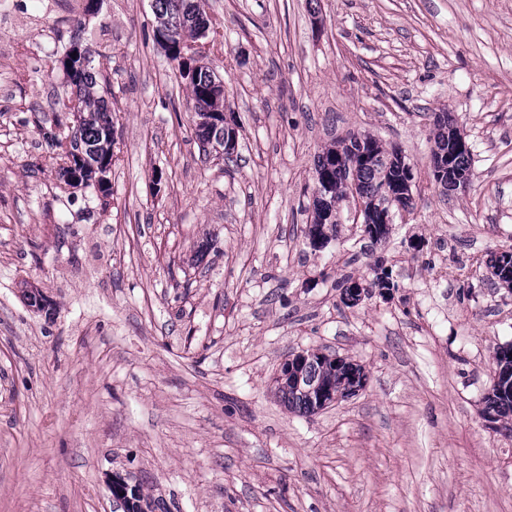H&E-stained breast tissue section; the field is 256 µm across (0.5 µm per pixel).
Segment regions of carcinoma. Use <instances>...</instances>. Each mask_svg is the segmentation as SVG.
<instances>
[{"instance_id":"obj_1","label":"carcinoma","mask_w":512,"mask_h":512,"mask_svg":"<svg viewBox=\"0 0 512 512\" xmlns=\"http://www.w3.org/2000/svg\"><path fill=\"white\" fill-rule=\"evenodd\" d=\"M155 15L158 26L179 23L183 32L193 36L197 26L192 15L203 9V0H155ZM70 85L76 87L71 109L72 126L68 142L57 140L62 148L59 175L70 187L96 186L106 194L112 169V117L105 100L92 96L90 89L95 86L93 73L85 63L84 51L76 44L71 45L60 60ZM211 72L204 68L189 82L194 109L205 106L214 108L216 100L210 98ZM433 150L450 155L454 172L471 177L470 147L458 141L457 129L451 117L445 123L436 125ZM409 165L395 150L389 152L379 140L370 136L351 137L336 141L319 153L314 163V181L322 187L321 199L313 203V223L308 225L307 238L312 245L323 243L336 232L338 224L337 204L351 196L359 201L365 232L378 242L386 238L389 227L379 223L381 211L389 203L388 193L395 195L398 205L409 208L411 185L408 184ZM496 282L512 289V267L502 262V257L493 255L486 262ZM395 287L389 273L377 266L375 278L367 287H359L353 293L352 279L347 278L339 285L341 302L354 306L361 296L369 295L372 289L389 291ZM496 379L484 397V417L491 422L512 418V345L499 347L494 353ZM301 372V383L288 382L287 378H274V389L280 401L293 412L312 414L323 406L318 391L340 392L351 395V375L343 367L329 361L323 353H307V359L296 366ZM112 496L120 501L124 512H157L160 504L145 499L139 489L121 480L112 482Z\"/></svg>"}]
</instances>
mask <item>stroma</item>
<instances>
[{
    "instance_id": "obj_1",
    "label": "stroma",
    "mask_w": 512,
    "mask_h": 512,
    "mask_svg": "<svg viewBox=\"0 0 512 512\" xmlns=\"http://www.w3.org/2000/svg\"><path fill=\"white\" fill-rule=\"evenodd\" d=\"M237 161L203 154L153 0H15L0 26V512H512V432L482 415L512 290V0H205ZM112 90L109 193L65 189L47 137L71 43ZM472 152L431 167L436 113ZM369 134L414 173L374 243L357 200L305 235L314 158ZM391 293L340 301L339 281ZM41 288L30 307L22 282ZM319 349L367 386L310 415L273 379ZM510 254L512 260L511 249L499 253L500 256H504L505 261L510 260ZM500 256L498 254L492 255L486 262V266L491 269L490 274L499 285L512 289V268L509 266V262L501 263L503 257ZM378 270H380V272H378ZM374 273L375 278L371 283H369V286L367 287H362L356 281L352 282V279L350 278L343 280L339 285V288H341V302L347 307L354 306L362 299L361 294L364 296H369L372 293V290L369 288H380L381 290L386 291H390L392 288H395V284L392 282V280H390L389 273L384 267L378 264L376 270H374ZM352 283L357 284L359 287L357 288L358 292L356 294H354L352 291L354 286H350ZM112 496L120 501L123 512H156L161 509L155 500L145 499L136 486H129L121 480L112 481Z\"/></svg>"
}]
</instances>
